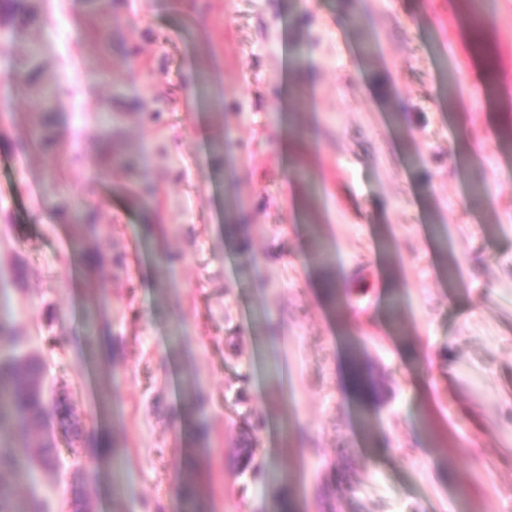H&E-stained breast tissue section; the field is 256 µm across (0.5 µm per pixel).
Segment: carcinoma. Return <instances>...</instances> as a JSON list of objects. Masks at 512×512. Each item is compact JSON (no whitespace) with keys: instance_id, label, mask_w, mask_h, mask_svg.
Instances as JSON below:
<instances>
[{"instance_id":"1","label":"carcinoma","mask_w":512,"mask_h":512,"mask_svg":"<svg viewBox=\"0 0 512 512\" xmlns=\"http://www.w3.org/2000/svg\"><path fill=\"white\" fill-rule=\"evenodd\" d=\"M0 15H7L23 25L31 24L36 14L29 0H0ZM40 68L37 61L16 73V79L25 82L42 112L52 111L55 92L49 85L40 84L34 77ZM53 143L42 121L33 122V138L27 147H44ZM41 365L26 357L10 356L0 359V512H43L38 499L20 501L16 498L14 484L23 469L38 461L41 467L54 464V449L38 438L40 422L47 410L41 390ZM55 414L59 426L66 432L79 435L69 408L58 402ZM22 442L27 448H35V456L21 458L14 454L10 444Z\"/></svg>"}]
</instances>
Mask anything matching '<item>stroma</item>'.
I'll return each instance as SVG.
<instances>
[{
  "mask_svg": "<svg viewBox=\"0 0 512 512\" xmlns=\"http://www.w3.org/2000/svg\"><path fill=\"white\" fill-rule=\"evenodd\" d=\"M31 4L0 17V315L116 454L47 419L17 496L512 512V0L478 32L467 0ZM33 52L57 144L24 153ZM29 2V0H1L0 15L10 16L23 25L32 24L36 14Z\"/></svg>",
  "mask_w": 512,
  "mask_h": 512,
  "instance_id": "35a3bbf8",
  "label": "stroma"
}]
</instances>
